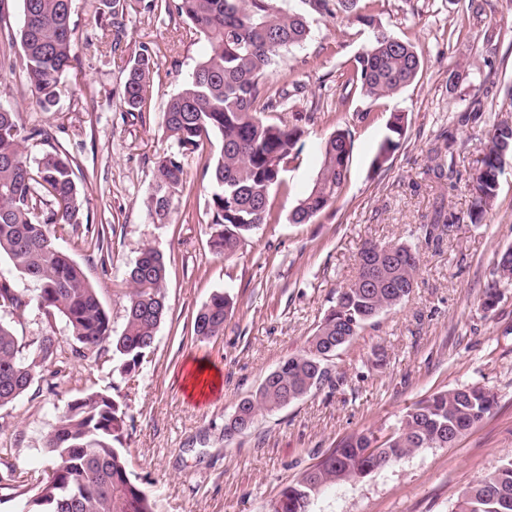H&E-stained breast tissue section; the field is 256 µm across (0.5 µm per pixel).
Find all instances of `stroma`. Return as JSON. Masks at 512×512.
<instances>
[{
    "instance_id": "obj_1",
    "label": "stroma",
    "mask_w": 512,
    "mask_h": 512,
    "mask_svg": "<svg viewBox=\"0 0 512 512\" xmlns=\"http://www.w3.org/2000/svg\"><path fill=\"white\" fill-rule=\"evenodd\" d=\"M306 14L310 35L282 52L269 84L288 90V103L269 118L299 125L297 157L270 195L271 219L231 258L209 243L212 187L204 167L219 145L184 154V188L171 203L169 223H152L143 201L155 163L174 152L163 110L206 53L185 18L134 5L118 50L101 38L94 0H74L75 67L59 102L41 111L21 69L0 71V103L15 108L46 146L73 161L82 193V223L60 244L97 288L113 326H121L125 272L145 246L167 261V313L139 372H114L108 351L71 361L54 384L38 380L14 404L0 409V512H28V485L2 480L8 470L34 475L52 458L44 447L66 404L105 391L133 418L125 452L137 484L156 512H270L279 491L349 435L385 437L407 409L434 392L478 383L492 391L491 414L446 448H423L395 465L354 482L325 487L313 512H455L461 490L512 458V285L500 284L493 310L481 307L495 281L496 260L512 247V159L482 223H470L469 178L481 141L498 123L512 122V0H376L371 14L394 36L410 40L422 68L397 95L373 100L348 85L349 67L368 45L363 17L321 16L303 0H278ZM148 45L157 54L152 95L144 112L121 102L124 64ZM460 79L449 86V70ZM481 101L480 111L470 109ZM394 112L407 116L402 145L375 169L373 160ZM351 134L347 176L335 202L313 222L290 213L321 163L324 141ZM456 223L425 241L422 225L437 213ZM113 227L108 259L91 238ZM418 245L417 283L400 305L381 315L330 363L332 381L288 406L260 415L248 434L224 441V421L263 378L301 350L357 272L368 241ZM215 292L233 300L223 335L193 334L197 310ZM26 352L40 336H66L63 319H47L30 305L0 308ZM385 351L376 366L374 354ZM222 373V390L189 397L184 377L192 362Z\"/></svg>"
}]
</instances>
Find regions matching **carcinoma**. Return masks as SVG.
<instances>
[{
	"instance_id": "1",
	"label": "carcinoma",
	"mask_w": 512,
	"mask_h": 512,
	"mask_svg": "<svg viewBox=\"0 0 512 512\" xmlns=\"http://www.w3.org/2000/svg\"><path fill=\"white\" fill-rule=\"evenodd\" d=\"M23 20L17 32L22 69L36 105L50 112L58 104L64 77L73 69L75 24L68 0H22ZM148 11L165 10L185 18L207 42V54L183 88L165 107L167 137L182 150H194L216 138L220 151L206 166L215 186L211 195L213 231L210 248L231 257L258 224L270 220L269 197L282 183L304 130L265 118L288 99L284 88L266 83L280 53L306 42L310 28L300 13H288L277 0H143ZM132 0H101V29L117 49L125 36ZM372 38L354 59L348 83L373 99L391 97L411 84L421 69L415 46L374 23ZM156 54L141 46L126 63L121 90L129 113L142 112L151 95ZM389 134L374 159L379 169L400 147L407 116L394 112ZM43 137L26 130L19 113L0 106V258L30 283L32 296L18 291L10 276L0 275V307L16 312L36 303L49 317L63 318L72 353L113 350L119 371L128 375L153 348L166 313V260L148 246L127 273L125 319L112 328L110 315L83 269L56 244L53 230L80 223L82 197L73 161L57 150L32 156L26 143ZM350 133L338 130L322 146L321 167L307 193L291 212L294 224H307L333 203L346 178ZM512 157V124L502 122L482 143V157L471 178L470 222H481L496 196L499 175ZM186 181L179 155L156 162L155 182L144 200L155 224H166L172 198ZM367 242L360 249L357 274L336 296L306 346L268 373L257 389L237 403L224 421L227 440L250 431L260 413L303 398L331 382L327 362L350 344L368 324L401 304L412 292L419 270L415 247ZM499 280L512 282V247L497 261ZM232 299L212 294L197 311L193 330L209 340L224 332ZM65 350L48 332L31 356L12 328L0 323V408L21 398L34 381L60 372ZM495 396L479 384L437 392L414 404L379 444L371 435L346 437L336 448L284 486L270 512H311L322 488L363 478L421 448H446L479 423L494 407ZM132 418L112 395L92 391L68 402L46 446L51 472L35 483V512H154V504L132 478L124 441ZM512 458L466 486L455 512H512Z\"/></svg>"
}]
</instances>
